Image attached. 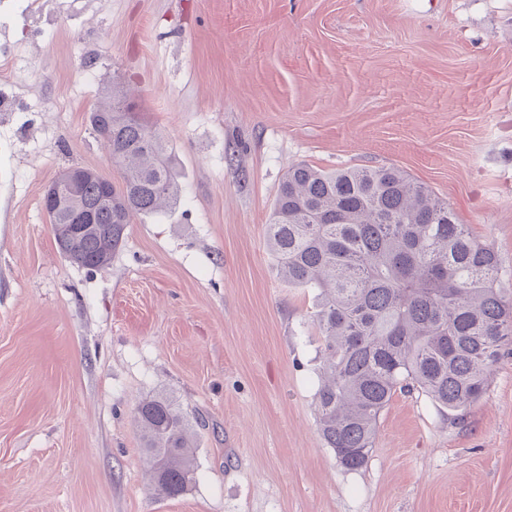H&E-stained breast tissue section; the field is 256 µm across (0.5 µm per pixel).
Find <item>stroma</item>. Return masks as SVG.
I'll list each match as a JSON object with an SVG mask.
<instances>
[{
	"label": "stroma",
	"instance_id": "1",
	"mask_svg": "<svg viewBox=\"0 0 512 512\" xmlns=\"http://www.w3.org/2000/svg\"><path fill=\"white\" fill-rule=\"evenodd\" d=\"M28 0L0 112V512H512V355L460 411L397 392L363 469L317 431V291L266 229L290 165L395 167L512 272V0ZM137 90L180 195L111 262L60 251L42 208L68 167L117 177L91 107ZM187 418L194 480L146 475L138 401Z\"/></svg>",
	"mask_w": 512,
	"mask_h": 512
}]
</instances>
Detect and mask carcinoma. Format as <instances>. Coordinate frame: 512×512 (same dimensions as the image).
Masks as SVG:
<instances>
[{
    "label": "carcinoma",
    "instance_id": "cac0c4a2",
    "mask_svg": "<svg viewBox=\"0 0 512 512\" xmlns=\"http://www.w3.org/2000/svg\"><path fill=\"white\" fill-rule=\"evenodd\" d=\"M127 100L114 87L91 113L96 130L110 131L120 181L88 173L74 205L93 222L55 229L62 253L89 269L109 263L133 216L166 211L179 196L163 137L125 111ZM267 244L288 284L318 290V431L346 471L366 466L396 391L418 388L458 411L482 397L490 368L512 351V298L497 253L398 168H289ZM134 419L154 487L182 495L195 471L187 419L163 396L141 400Z\"/></svg>",
    "mask_w": 512,
    "mask_h": 512
}]
</instances>
